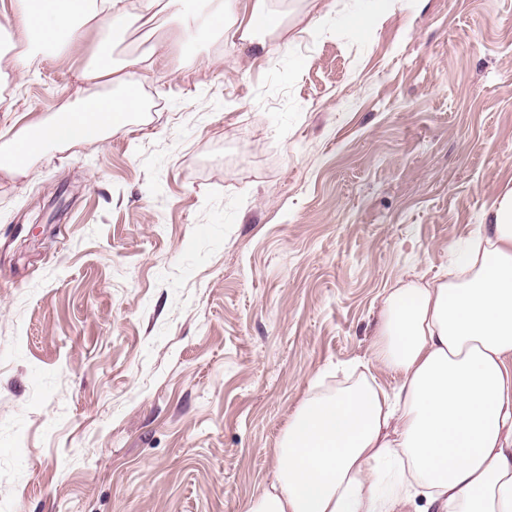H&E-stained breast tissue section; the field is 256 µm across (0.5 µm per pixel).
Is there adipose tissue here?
<instances>
[{"label":"adipose tissue","mask_w":512,"mask_h":512,"mask_svg":"<svg viewBox=\"0 0 512 512\" xmlns=\"http://www.w3.org/2000/svg\"><path fill=\"white\" fill-rule=\"evenodd\" d=\"M180 0H16L9 40L18 74L26 46H79L102 25L82 73L97 93L58 120H36L0 148V172L23 174L54 146L104 139L141 106L140 87L163 48L114 55L130 30L150 26ZM206 20L176 41L224 39L258 56L325 15L319 0H199ZM448 277L409 282L384 299L373 372L346 374L335 392L312 393L289 417L274 450L272 482L245 512H512V191L498 197ZM396 378L380 384L375 370Z\"/></svg>","instance_id":"adipose-tissue-1"}]
</instances>
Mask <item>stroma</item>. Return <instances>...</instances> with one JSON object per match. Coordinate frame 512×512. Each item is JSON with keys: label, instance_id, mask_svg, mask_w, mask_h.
Masks as SVG:
<instances>
[{"label": "stroma", "instance_id": "stroma-1", "mask_svg": "<svg viewBox=\"0 0 512 512\" xmlns=\"http://www.w3.org/2000/svg\"><path fill=\"white\" fill-rule=\"evenodd\" d=\"M323 4L267 57H166L125 129L0 174V512H243L390 289L512 189V0ZM99 37L0 68V131L92 93Z\"/></svg>", "mask_w": 512, "mask_h": 512}]
</instances>
